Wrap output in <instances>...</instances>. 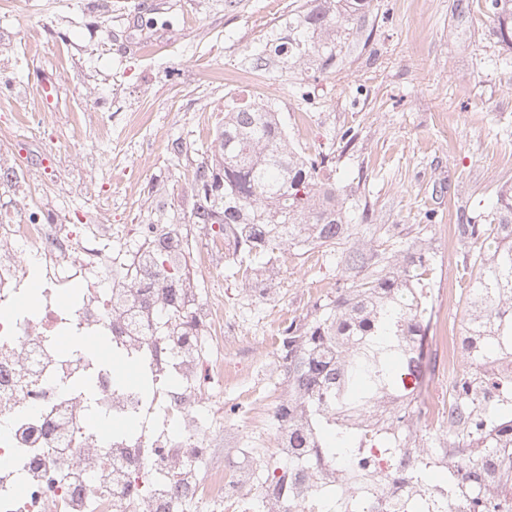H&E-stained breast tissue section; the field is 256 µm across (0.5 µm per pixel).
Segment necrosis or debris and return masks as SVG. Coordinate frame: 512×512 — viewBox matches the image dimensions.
Segmentation results:
<instances>
[{"mask_svg": "<svg viewBox=\"0 0 512 512\" xmlns=\"http://www.w3.org/2000/svg\"><path fill=\"white\" fill-rule=\"evenodd\" d=\"M109 224L42 222L0 210V512H467L479 484L444 448L397 446L365 421L334 457L323 430L347 421L317 407L288 422V363L268 337L273 382L241 425L265 430L234 465L225 379L238 342L224 296L197 280L222 270L224 239L205 233L170 297L171 259L189 240L151 224L107 248Z\"/></svg>", "mask_w": 512, "mask_h": 512, "instance_id": "necrosis-or-debris-1", "label": "necrosis or debris"}]
</instances>
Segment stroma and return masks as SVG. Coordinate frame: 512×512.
Segmentation results:
<instances>
[{"label": "stroma", "mask_w": 512, "mask_h": 512, "mask_svg": "<svg viewBox=\"0 0 512 512\" xmlns=\"http://www.w3.org/2000/svg\"><path fill=\"white\" fill-rule=\"evenodd\" d=\"M313 0H14L0 13V126L30 117L57 154L17 138L0 163L51 179L53 202L71 223L102 213L122 234L145 224H185L197 200L193 172L210 161L225 105L258 97L280 113L289 139L332 154L323 181L354 190L347 213L362 234L393 235L396 248L419 238L436 255L427 302L433 339L424 367L427 413L407 434L414 448L446 439L448 390L462 360L449 340L463 332L459 275L466 248L454 232L461 213L493 210L512 186L511 53L477 0H374L342 74L275 56L288 23ZM53 87L41 98L43 83ZM81 126L72 129V114ZM357 133L351 145L341 129ZM433 219H426V211ZM225 254L224 318L243 340L241 367L224 402L247 409L271 367L266 337L281 315L301 319L335 298L336 253H284L261 296L241 285Z\"/></svg>", "instance_id": "35a3bbf8"}]
</instances>
